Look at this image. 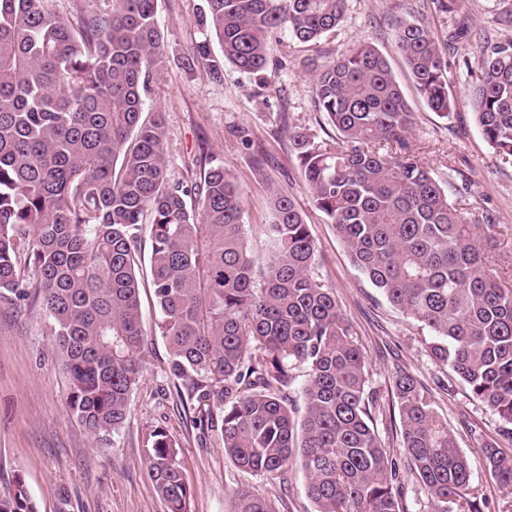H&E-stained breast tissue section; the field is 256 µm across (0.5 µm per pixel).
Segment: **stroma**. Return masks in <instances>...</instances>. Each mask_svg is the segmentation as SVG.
Masks as SVG:
<instances>
[{
	"label": "stroma",
	"mask_w": 512,
	"mask_h": 512,
	"mask_svg": "<svg viewBox=\"0 0 512 512\" xmlns=\"http://www.w3.org/2000/svg\"><path fill=\"white\" fill-rule=\"evenodd\" d=\"M460 14L442 12L439 0H348L338 27L317 43L303 44L287 32L267 39V81L223 61L211 42L220 74L191 58L204 34L197 18L205 0H158L163 36L162 62L146 97L145 115L162 113L168 131L167 179L187 185L209 162L223 164L240 190L242 220L257 264L268 253L264 230L273 221L272 192L291 197L304 213L316 240V275L329 285L363 348L369 388L380 409L374 426L396 461L410 512H428L430 503L411 475L400 446L399 418L391 407V387L402 371L414 374L435 408L447 418L471 466V485L483 491L488 512H506L481 445L498 440V418L472 398L452 373L429 356L431 333L393 307L352 265L332 224L313 203L290 135L298 129L333 141L336 132L313 103L312 70L362 42L372 43L388 60L414 117L410 140L421 162L442 183L449 201L464 204L469 223L491 224L488 249L502 283L512 287V167L498 163L467 105V50L447 54L449 89L458 100L448 116L431 111L419 98L396 48L392 26L399 19L419 21L443 34L466 21L474 35L512 39V0H461ZM142 325L147 333L145 369L135 388L130 414L109 446H101L69 415L70 381L49 334L40 302L0 303V494L21 475L38 512H167L144 465V438L165 427L180 444L192 512H227L229 492L248 487L274 498L278 512H314L305 477L292 467L281 482L239 470L225 456L215 434H201L192 413L178 400L166 375L167 350L155 335L157 311L150 283L140 289Z\"/></svg>",
	"instance_id": "1"
}]
</instances>
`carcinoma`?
I'll return each instance as SVG.
<instances>
[{
    "instance_id": "carcinoma-1",
    "label": "carcinoma",
    "mask_w": 512,
    "mask_h": 512,
    "mask_svg": "<svg viewBox=\"0 0 512 512\" xmlns=\"http://www.w3.org/2000/svg\"><path fill=\"white\" fill-rule=\"evenodd\" d=\"M347 0H206L199 26L241 70L267 69L278 29L315 42ZM157 0H112L70 28L45 0H0V302L41 301L70 376L69 413L107 446L143 374L140 226L150 213L149 276L176 395L194 426L220 437L243 470L268 476L300 463L314 512H409L399 471L374 427L366 356L331 287L315 276L316 243L295 203L274 195L271 257L255 270L239 190L218 165L185 187L166 183L161 113L143 118L160 60ZM393 37L427 106L458 100L436 34L402 20ZM469 107L496 159L512 166V40L472 35ZM313 101L336 129L326 143L292 134L313 202L356 270L432 332L434 363L452 371L512 443V289L501 286L478 225L465 221L416 155L413 112L369 42L321 66ZM306 373L305 412L288 389ZM401 448L432 512H484L467 456L416 377L391 388ZM501 498L512 500V454L482 447ZM146 467L168 512H191L179 443L146 438ZM229 512H276L250 489ZM0 512H37L16 475Z\"/></svg>"
}]
</instances>
